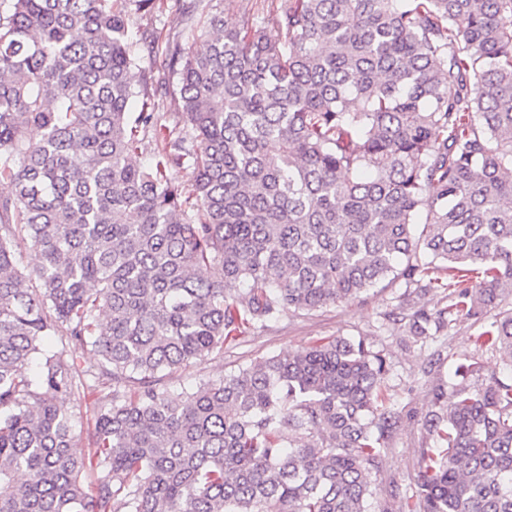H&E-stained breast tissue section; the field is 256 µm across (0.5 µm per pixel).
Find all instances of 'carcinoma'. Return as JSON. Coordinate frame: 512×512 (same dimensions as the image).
Instances as JSON below:
<instances>
[{"label": "carcinoma", "instance_id": "carcinoma-1", "mask_svg": "<svg viewBox=\"0 0 512 512\" xmlns=\"http://www.w3.org/2000/svg\"><path fill=\"white\" fill-rule=\"evenodd\" d=\"M156 8L0 0V512H370L400 414L365 339L159 381L389 277L407 337L465 316L512 361V0H286L274 42L208 13L203 50L171 53L177 133L149 96L130 116L147 78L129 16ZM148 129L164 146L140 166ZM185 165L188 189L168 175ZM73 349L97 356L91 381ZM85 390L87 459L62 403ZM430 395L441 451L410 512H512V381Z\"/></svg>", "mask_w": 512, "mask_h": 512}]
</instances>
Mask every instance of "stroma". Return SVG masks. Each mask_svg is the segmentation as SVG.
<instances>
[{
  "label": "stroma",
  "mask_w": 512,
  "mask_h": 512,
  "mask_svg": "<svg viewBox=\"0 0 512 512\" xmlns=\"http://www.w3.org/2000/svg\"><path fill=\"white\" fill-rule=\"evenodd\" d=\"M224 11L228 28L249 23L262 27L269 39L279 37L269 16L281 0H206ZM197 19L181 8L180 0H165L162 9L151 13H133L128 27L132 51L140 57L148 72L146 90L157 105L162 124L182 129L186 121L174 94L168 47H199ZM155 36L159 47L148 51L146 38ZM405 284L383 281L349 303L331 305L305 314L286 313L279 320L257 327L241 336L220 354L165 373L160 388L173 393L195 388L200 383L250 364L251 361L285 354L328 336L365 338L373 349L385 353L390 370L387 394L404 415L389 446L373 473L372 512H408L416 489L420 450L425 443L421 422L428 412L430 389L436 382L458 384L455 370L459 364H473L477 373L466 380L471 389H479L490 374L512 378V366L495 351H481L473 344L479 326L466 317H458L449 331L417 343L403 341L396 325L388 322L389 313L398 311Z\"/></svg>",
  "instance_id": "stroma-1"
}]
</instances>
